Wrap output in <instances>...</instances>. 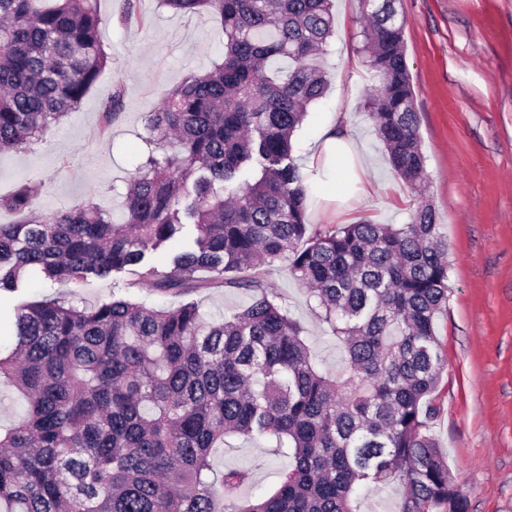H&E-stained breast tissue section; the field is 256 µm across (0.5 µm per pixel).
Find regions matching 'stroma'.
Listing matches in <instances>:
<instances>
[{"instance_id": "1", "label": "stroma", "mask_w": 512, "mask_h": 512, "mask_svg": "<svg viewBox=\"0 0 512 512\" xmlns=\"http://www.w3.org/2000/svg\"><path fill=\"white\" fill-rule=\"evenodd\" d=\"M98 7L108 66L41 142L0 152V194L27 179L42 181L37 211L45 217L93 196L120 215L125 182L146 151V112L187 73L210 69L224 53L213 14L179 15L157 0H138L135 19L123 24L119 0H99ZM398 9L427 194L448 240V304L437 320L447 365L430 432L469 499V512H512V0H399ZM357 16V0H335V35L321 60L330 87L293 138L298 163H306L320 125L332 119L369 163L364 198L333 192L332 181L316 177L309 221L324 230L364 217L405 224L414 207L368 115L365 91L379 79L364 63ZM117 89L124 108L109 121L104 108ZM267 280L278 303L305 326L320 368L344 372V351L319 325L313 299L279 269H270ZM58 297L80 308L119 298L155 309L181 302L135 283L129 271L84 288L31 275L17 289L0 291V314ZM193 299L217 318L241 309L250 296L208 288ZM288 464L287 449L273 439L231 436L215 470H246L249 481L239 495L255 499L279 484Z\"/></svg>"}]
</instances>
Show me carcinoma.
<instances>
[{"mask_svg":"<svg viewBox=\"0 0 512 512\" xmlns=\"http://www.w3.org/2000/svg\"><path fill=\"white\" fill-rule=\"evenodd\" d=\"M98 2L0 0V152L43 139L107 67ZM396 3L359 0L365 63L380 76L367 103L391 166L419 193L427 174ZM158 4L219 18L222 61L187 74L149 113L123 222L92 200L43 218L35 180L0 196V210L19 216L0 224V290L30 271L77 286L105 279L190 224L192 244L170 271L140 277L174 296L224 287L252 299L219 319L194 301L15 308L0 383L26 414L0 434V512H355L359 489L391 484L395 512H469L429 432L448 301L434 208L419 199L407 224L309 223V174L292 138L329 86L319 60L332 0ZM275 266L316 298L346 376L318 367L305 328L275 302ZM234 435L288 444V471L253 501L238 500L248 472L214 477Z\"/></svg>","mask_w":512,"mask_h":512,"instance_id":"obj_1","label":"carcinoma"}]
</instances>
